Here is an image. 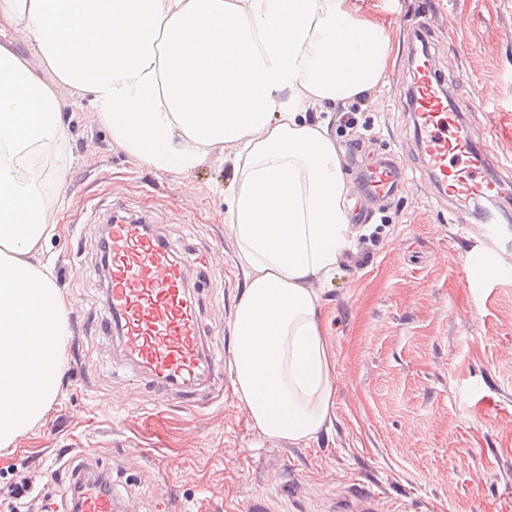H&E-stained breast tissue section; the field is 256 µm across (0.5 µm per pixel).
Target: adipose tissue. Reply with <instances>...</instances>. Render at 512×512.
Segmentation results:
<instances>
[{
	"label": "adipose tissue",
	"mask_w": 512,
	"mask_h": 512,
	"mask_svg": "<svg viewBox=\"0 0 512 512\" xmlns=\"http://www.w3.org/2000/svg\"><path fill=\"white\" fill-rule=\"evenodd\" d=\"M0 449L59 392L68 303L31 257L60 219L59 92L88 99L139 163L189 175L235 151L226 217L254 271L234 323L235 391L270 438L311 439L335 392L311 278L335 270L357 232L342 151L311 108L384 78L389 40L344 0H0Z\"/></svg>",
	"instance_id": "1"
}]
</instances>
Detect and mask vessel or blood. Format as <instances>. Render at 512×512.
<instances>
[{"mask_svg":"<svg viewBox=\"0 0 512 512\" xmlns=\"http://www.w3.org/2000/svg\"><path fill=\"white\" fill-rule=\"evenodd\" d=\"M418 96L410 102L421 161L440 195L458 203L492 196L498 183L489 169L490 153L460 133L459 115L450 107L430 54H411ZM408 174L396 156L379 159L363 177L376 198L393 195ZM111 271L104 334L114 336L128 363L148 377L160 394L193 405L204 383L224 378V354L207 347L198 296L187 286L191 259L175 250L146 224L114 219L108 230ZM116 504L96 483L82 491V512H114ZM336 512H407L386 505L379 496L352 487L335 503Z\"/></svg>","mask_w":512,"mask_h":512,"instance_id":"1","label":"vessel or blood"}]
</instances>
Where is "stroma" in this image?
<instances>
[{"label":"stroma","instance_id":"stroma-1","mask_svg":"<svg viewBox=\"0 0 512 512\" xmlns=\"http://www.w3.org/2000/svg\"><path fill=\"white\" fill-rule=\"evenodd\" d=\"M390 41L381 83L348 108L357 126L317 117L343 148L350 197L361 202V156L399 153L414 185L376 207L329 277L313 280L317 318L336 376L329 415L303 442L265 436L225 377L223 395L187 409L161 398L122 363L99 323L107 281L97 241L112 212L145 218L182 253L207 256L190 274L214 350L232 349L238 303L252 270L225 223L235 187L225 149L188 179L139 165L87 100L62 98L69 153L63 215L42 250L69 306L61 391L46 415L0 449V502L27 487L23 512H69L73 468L107 473L124 512H247L258 497L281 512H321L357 483L407 512H512V276L470 278L472 253L512 262V231L481 237L475 209L438 198L420 165L403 108L410 87L406 20L430 18L429 49L465 125L497 128L489 151L512 180V0H347Z\"/></svg>","mask_w":512,"mask_h":512}]
</instances>
